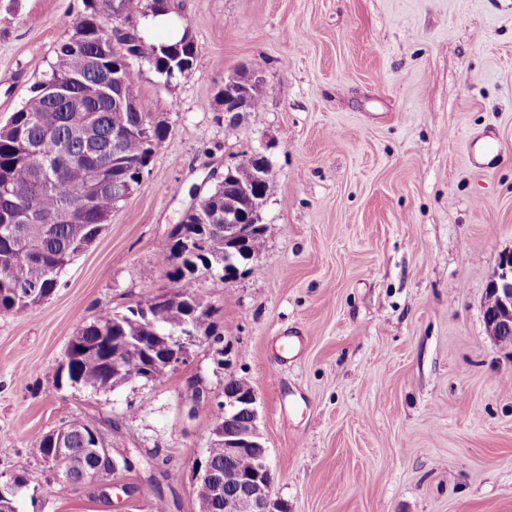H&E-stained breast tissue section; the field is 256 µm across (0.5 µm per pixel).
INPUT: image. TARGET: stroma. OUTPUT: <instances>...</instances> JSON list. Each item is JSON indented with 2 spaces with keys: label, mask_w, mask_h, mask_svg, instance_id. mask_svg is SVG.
I'll return each mask as SVG.
<instances>
[{
  "label": "stroma",
  "mask_w": 512,
  "mask_h": 512,
  "mask_svg": "<svg viewBox=\"0 0 512 512\" xmlns=\"http://www.w3.org/2000/svg\"><path fill=\"white\" fill-rule=\"evenodd\" d=\"M84 11L0 0V124ZM170 17L196 52L171 83L142 71L161 151L52 294L0 314V480L25 475L18 512H199L230 379L255 391L288 512H512V346L483 319L512 250V0H170ZM243 65L262 105L229 138L224 77ZM488 132L500 154L478 167ZM255 149L274 172L265 248L256 271L202 281L214 337L151 383L71 385L78 328L170 288L164 242L192 190ZM73 421L133 469L65 482L34 440Z\"/></svg>",
  "instance_id": "obj_1"
}]
</instances>
